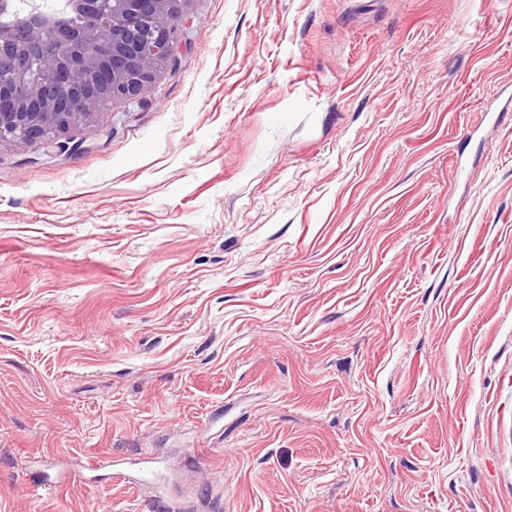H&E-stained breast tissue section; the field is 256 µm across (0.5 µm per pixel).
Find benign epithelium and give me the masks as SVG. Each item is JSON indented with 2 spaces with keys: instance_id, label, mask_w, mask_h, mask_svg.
Masks as SVG:
<instances>
[{
  "instance_id": "7a95c632",
  "label": "benign epithelium",
  "mask_w": 512,
  "mask_h": 512,
  "mask_svg": "<svg viewBox=\"0 0 512 512\" xmlns=\"http://www.w3.org/2000/svg\"><path fill=\"white\" fill-rule=\"evenodd\" d=\"M186 0H65L63 16L10 21L0 0V144H81L70 132L138 98L181 38Z\"/></svg>"
}]
</instances>
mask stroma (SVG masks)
<instances>
[{
	"mask_svg": "<svg viewBox=\"0 0 512 512\" xmlns=\"http://www.w3.org/2000/svg\"><path fill=\"white\" fill-rule=\"evenodd\" d=\"M182 20L0 145V512H512V0Z\"/></svg>",
	"mask_w": 512,
	"mask_h": 512,
	"instance_id": "1",
	"label": "stroma"
}]
</instances>
